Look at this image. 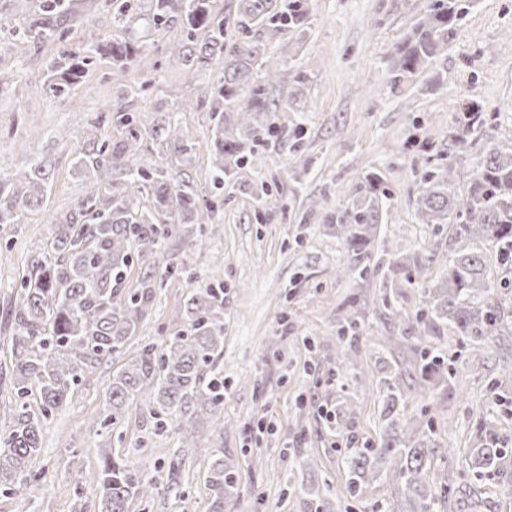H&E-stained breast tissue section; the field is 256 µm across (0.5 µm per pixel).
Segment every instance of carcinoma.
<instances>
[{
	"instance_id": "cac0c4a2",
	"label": "carcinoma",
	"mask_w": 512,
	"mask_h": 512,
	"mask_svg": "<svg viewBox=\"0 0 512 512\" xmlns=\"http://www.w3.org/2000/svg\"><path fill=\"white\" fill-rule=\"evenodd\" d=\"M467 5L462 0H431L410 36L396 48L397 59L389 73L392 86L412 81L437 55L447 50L458 33ZM179 17L185 30L171 49L174 62L185 69L224 64L220 76L202 87L196 105L210 112L213 160L212 188L224 184L229 167L249 160L260 145L288 148L302 133L295 126L276 121L268 108V95L279 80L281 59L263 56V38L282 36L280 53L288 56V37L301 36L311 19L310 0H238L237 35L226 38L224 16L215 0H151L146 20L154 27ZM99 46L126 77L140 54V46L106 38ZM86 57L77 53L50 62V87L56 91L84 76ZM289 106L303 104L307 76L296 75ZM171 111L162 125L147 126L137 112L121 103L112 105L117 131L127 136L114 141L101 135L77 148L76 164L91 179L92 190L55 227L50 254L36 257L14 311L13 387L18 401L0 414L8 425L0 427V485L22 486L28 465L42 448V423L63 411L77 389L84 368L93 361L122 351L142 319L150 314L156 289L173 265L164 262V241L176 224H211L223 205L212 194L199 195L188 184L174 186L167 172L149 171L140 150L141 129L179 156L192 154L194 145L179 136L178 112ZM494 117L479 107H466L455 115L450 134L455 153L468 150L473 137H486V145L471 169L448 162L428 169L421 178L415 211L422 224H449L450 252L417 254L412 264L440 263L447 267L441 283H421L401 275L404 266L391 261V294L385 307L412 335L414 366L420 388L432 392L448 385V368L442 346L433 337L449 331L475 344L502 335L499 301L488 292L493 270L506 271L500 287L512 288V139L498 140L488 133ZM48 174L29 163L21 181L0 173V224H20L25 215L40 208L47 197ZM150 199L141 205V197ZM387 188L376 174H366L347 192V199L323 221L336 226V237L353 257L350 271L361 279L371 268L362 264L382 223V199ZM142 266L138 285L123 288L132 260ZM420 289L419 307L408 313L401 304L403 289ZM184 328L162 344H146L112 375L100 415L103 428H119L126 411L140 403L169 427L184 415L215 414L224 401V278L217 271L208 285L197 288L186 303ZM379 418L384 422L382 443L356 449L347 461L348 489L355 493L374 478L390 459L399 466L410 512H430L447 499L452 512H474L478 497L467 486L442 488L431 482L436 462L451 449L439 444L432 427L422 428L407 416L404 391L384 379ZM39 397V412L28 408L25 398ZM503 418L482 417L473 435L479 446L471 449L469 469L477 477H499L512 453L504 446ZM183 443L198 448L209 460L208 489L212 512L224 507L237 491L235 467L224 461V449L201 447L199 431L179 428ZM99 490L100 512H128L134 499L149 498L157 484L127 465L120 456L103 460Z\"/></svg>"
}]
</instances>
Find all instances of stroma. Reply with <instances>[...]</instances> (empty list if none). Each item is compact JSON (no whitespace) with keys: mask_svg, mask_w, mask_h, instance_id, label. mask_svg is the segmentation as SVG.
Listing matches in <instances>:
<instances>
[{"mask_svg":"<svg viewBox=\"0 0 512 512\" xmlns=\"http://www.w3.org/2000/svg\"><path fill=\"white\" fill-rule=\"evenodd\" d=\"M45 0H0V172L17 176L27 161L46 159L49 191L43 207L21 224H0V405H14L13 311L20 282L32 260L48 253L55 225L91 190L76 173L74 149L96 128H110L113 99L121 93L101 37L141 45L129 75L137 94L124 95L131 111L147 120L196 98L217 73L174 64L170 50L183 37L172 22L154 30L143 19L120 27L105 0H75L54 18L52 41L28 29ZM427 0H311V20L301 43L270 92L278 121L301 125L294 146L261 147L249 165L224 183V205L211 224H179L164 244L175 267L156 293L152 312L122 352L95 361L67 409L43 427V448L33 467L47 471L43 485L0 491V512H99L102 449L113 439L99 424L102 402L119 370L138 348L158 344L183 328L191 291L224 273V404L197 422L202 438L223 449L239 474L233 512H302L295 488L321 486L324 512H406L402 482L392 462L357 494L347 491L344 459L365 442H379L378 383L386 366H399L401 386L415 382L414 357L399 338L400 324L382 304L381 275L360 280L347 274L350 261L320 213L335 210L346 190L368 172L388 188L380 237L390 257L409 262L414 253L447 251L448 229L419 223L416 187L422 174L442 163L457 110L476 104L497 116L495 135L512 136V0H472L460 33L413 82L391 87L395 48L415 27ZM71 52L92 56L86 74L60 96L48 88L51 58ZM309 79L304 111L288 100L296 73ZM122 94V93H121ZM206 110L181 115L179 132L195 146L191 158L168 152L150 137L141 140L148 168L167 171L173 184L190 179L209 190L212 147ZM267 183L281 208L266 212L254 188ZM505 332L482 353L455 336H442L448 362L458 373L447 389L410 394L408 412L431 422L453 453L439 468L445 485L466 479L481 492V512H512V468L493 481L468 472L470 429L481 415L503 414L496 394L512 393L503 361H512V292L497 289ZM360 334L339 336L345 318ZM148 410L131 406L121 427L131 446L129 464L154 476L160 489L135 500L129 512H210L208 460L185 447L178 433L158 432ZM143 451H134L136 442ZM312 467H305V460ZM180 464L177 488L167 486L170 461Z\"/></svg>","mask_w":512,"mask_h":512,"instance_id":"obj_1","label":"stroma"}]
</instances>
